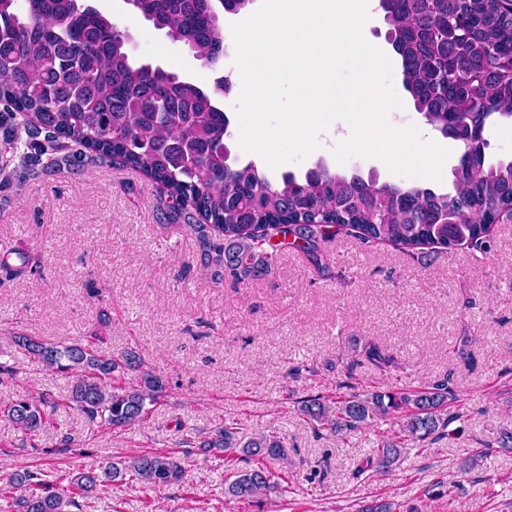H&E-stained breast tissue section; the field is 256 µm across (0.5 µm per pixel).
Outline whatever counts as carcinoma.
<instances>
[{"label":"carcinoma","instance_id":"carcinoma-1","mask_svg":"<svg viewBox=\"0 0 512 512\" xmlns=\"http://www.w3.org/2000/svg\"><path fill=\"white\" fill-rule=\"evenodd\" d=\"M239 13L253 0H127L144 20L211 66L219 63L224 34L215 3ZM388 37L402 60L403 85L427 124L448 134L466 130L454 169L453 191L349 176L318 162L298 178H276L252 163H232L226 150L230 119L218 106L220 79L205 90L174 71L135 63L130 33L82 0H0V189L13 181L83 171L116 162L156 184L157 208L169 224L198 236L203 265L237 281L265 275L292 245L318 263V239L339 233L366 242L417 249L483 252L496 224L512 220V160L487 162L486 129L512 121V15L497 0H380ZM28 253L0 249L7 278L29 268ZM15 344L49 371L74 373L67 402L101 426L141 421L166 391L163 377L144 370L135 383L114 386L141 365L127 349L101 354L95 342L60 345L35 336ZM359 355L377 367L393 359L368 343ZM453 390L448 379L423 390L351 393L332 404L320 395L301 400L315 433L355 431L389 416L402 431L432 444L450 436L444 417ZM58 403L24 396L0 407L25 434L47 432ZM201 447L257 458L256 467L233 473L225 492L251 501L276 493L269 463L284 457L274 435L246 442L223 426ZM403 446L385 440L355 469L391 468ZM175 450L145 452L59 482L28 469L0 475V500L10 512H89L96 494L137 483L163 488L182 482Z\"/></svg>","mask_w":512,"mask_h":512}]
</instances>
